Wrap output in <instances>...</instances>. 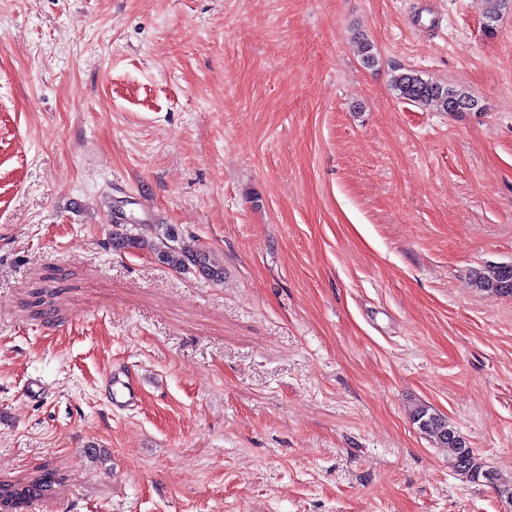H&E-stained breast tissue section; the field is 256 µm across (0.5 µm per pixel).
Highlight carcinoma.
I'll use <instances>...</instances> for the list:
<instances>
[{"instance_id":"carcinoma-1","label":"carcinoma","mask_w":512,"mask_h":512,"mask_svg":"<svg viewBox=\"0 0 512 512\" xmlns=\"http://www.w3.org/2000/svg\"><path fill=\"white\" fill-rule=\"evenodd\" d=\"M484 6L485 30L494 32V24L499 21L500 11L511 6L512 0H482ZM392 87L400 98L420 105H432L437 109L448 111V87L423 79L411 71H400L392 78ZM143 239L127 232L122 224H114L112 231V247L134 251L143 248ZM158 260L175 270H181L189 265L209 276H219V271L210 263L206 252L191 246L178 237L170 226L162 228L159 242L153 246ZM475 282L481 290L493 295L512 294V265L495 266L475 274ZM413 421L419 430L434 439L441 447L451 452L457 471L473 482L484 481L492 485L499 494H512V480H504L497 474L486 477L488 469L466 445L463 437L448 424L444 417L433 413L427 406H420L412 413ZM51 483L50 478L43 476L29 482L18 489L11 484L0 483V501H10L16 505L27 499L41 495Z\"/></svg>"}]
</instances>
